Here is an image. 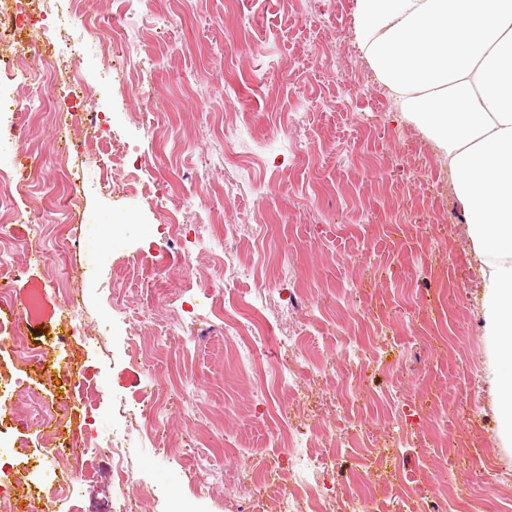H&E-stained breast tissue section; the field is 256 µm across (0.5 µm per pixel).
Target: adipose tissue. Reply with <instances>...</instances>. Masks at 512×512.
<instances>
[{"instance_id": "ef3b65f1", "label": "adipose tissue", "mask_w": 512, "mask_h": 512, "mask_svg": "<svg viewBox=\"0 0 512 512\" xmlns=\"http://www.w3.org/2000/svg\"><path fill=\"white\" fill-rule=\"evenodd\" d=\"M355 36L448 163L482 258L501 435L512 444V0H355Z\"/></svg>"}]
</instances>
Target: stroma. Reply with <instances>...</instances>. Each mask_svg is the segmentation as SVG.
Masks as SVG:
<instances>
[{"label":"stroma","mask_w":512,"mask_h":512,"mask_svg":"<svg viewBox=\"0 0 512 512\" xmlns=\"http://www.w3.org/2000/svg\"><path fill=\"white\" fill-rule=\"evenodd\" d=\"M74 8V0H44L61 74L49 79L28 62L13 101L35 87L49 100L16 146L0 151L4 172L33 150L50 171L67 173L78 205L42 211L54 228L40 245L69 271L82 310L71 319L55 268L27 259L33 224L0 223L26 265L11 284L13 308L0 309V431L21 445L0 459L13 512H54L50 498H30L19 485L35 469L48 482L69 475L75 512H120L146 486L156 493L146 512H234L222 485L198 481L196 460L230 480L236 454L281 464L258 412L281 407L315 434L330 417L322 392L336 381L311 376L300 403L253 396L225 308L262 315L258 352L271 366L287 363L292 332L313 364L330 361L342 374L343 343L375 349L381 368L369 384L379 403L362 419L377 435L399 433L402 468L428 482L414 434L442 428L454 443L435 446L432 465L454 462L456 482L481 503L507 506L511 488L474 476L490 461L512 472L489 372L485 265L457 213L447 165L400 119L355 41L354 0H91L92 30L72 19ZM117 16L125 55L113 71L97 31ZM73 66L92 89L87 108L101 127L90 145L70 136L59 163L51 145L74 103L65 78ZM172 216L197 236L168 238ZM62 236L70 243L61 253ZM18 320L29 346L51 362L74 356L98 391L92 404L70 403L62 430L80 448L95 439L92 476L71 460L50 464L48 428L33 420L27 395L49 402L64 390L20 361ZM134 337L200 396L169 412L158 438H134L133 479L120 485L110 439L139 418L151 384ZM475 400L481 417L466 416Z\"/></svg>","instance_id":"obj_1"}]
</instances>
